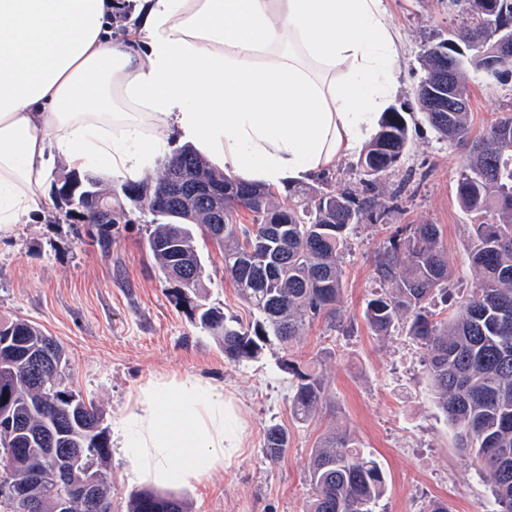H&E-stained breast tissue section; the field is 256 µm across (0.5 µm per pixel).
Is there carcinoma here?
I'll list each match as a JSON object with an SVG mask.
<instances>
[{"mask_svg":"<svg viewBox=\"0 0 512 512\" xmlns=\"http://www.w3.org/2000/svg\"><path fill=\"white\" fill-rule=\"evenodd\" d=\"M467 15L448 38L424 45L423 76L415 94L418 111L448 143L471 135L467 71H480L506 82L512 78V55L497 59L498 43L512 36V0H464ZM467 41L469 55L454 63L452 79L458 109L431 110L429 88L436 82L433 65L449 43ZM409 136L402 112L386 111L379 130L357 160L370 194L360 196L346 187L326 191L316 185L285 187L288 202L277 204L269 189L240 182L214 169L191 147L170 157L150 182L124 181L106 194L92 172L70 171L55 187L65 205L64 217L76 214L95 224L92 207L112 208V222L98 225L96 243L110 253L112 225L129 216L128 201L154 216L146 248L159 275L182 288L203 287L204 266L196 233L224 243V271L234 280L241 300L252 313L242 321L217 308L193 307L200 328L218 337L224 357L232 362L257 358L273 341L287 349L314 320L334 327L342 322L341 256L348 233L357 224L383 222L387 210L372 195L377 181L398 169L407 154ZM204 180L221 190L213 198L189 197L176 189ZM460 207L484 218L470 227V260L479 273L471 293L456 312L435 319L429 309L435 299L448 302V254L439 243L435 224H417L405 237L389 239L375 260V275L383 292L366 304L364 318L377 336H388L396 324L407 323L410 335L426 350V362L437 388L439 407L472 464L490 480L493 512H512V114H506L475 136L456 185ZM251 215V226L237 223L238 212ZM280 217L283 222L273 223ZM268 259L273 274L245 277L242 258L249 251ZM46 351L53 365L39 369L32 359ZM67 363L63 346L35 324L21 318L0 321V416L12 419L19 431L0 421V474L26 488L38 512H59L54 483L32 475V467L47 448H70L82 454L79 467L69 471L71 482L96 479L100 499L112 501L111 481L94 464L108 459L110 448L102 416L91 403L63 385L59 377ZM296 378L290 407L307 421L325 394L321 375L284 360ZM288 449V433L267 427L264 454L278 460ZM307 512H374L384 496V471L358 448L346 430L326 434L313 449L308 470ZM128 512H186L185 501L171 492L137 490L130 494Z\"/></svg>","mask_w":512,"mask_h":512,"instance_id":"obj_1","label":"carcinoma"}]
</instances>
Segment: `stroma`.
Returning a JSON list of instances; mask_svg holds the SVG:
<instances>
[{"label": "stroma", "mask_w": 512, "mask_h": 512, "mask_svg": "<svg viewBox=\"0 0 512 512\" xmlns=\"http://www.w3.org/2000/svg\"><path fill=\"white\" fill-rule=\"evenodd\" d=\"M396 34L390 103L405 109L409 151L399 171L377 188L389 207L384 222L360 224L348 234L343 258L345 323L337 330L317 321L289 350L272 344L255 360L225 359L220 341L198 328L191 305L216 307L240 317L249 312L224 271V254L213 242L198 252L203 286L178 297L176 283L160 278L143 236L149 213L132 212L112 227V247L102 254L95 228L63 220L57 204L32 213L0 237V319L23 318L60 341L68 362L62 376L91 401L106 427L130 409L137 388L159 375H191L223 387L240 409L244 447L223 471L195 487L178 488L188 512H304L311 452L327 431H350L383 466L387 492L376 512H425L429 502L449 512H492L487 476L461 453L453 428L438 406L426 354L407 324L376 337L366 326L367 301L379 289L377 253L398 227L435 224L448 253L455 296L474 288L478 274L469 258V229L475 215L464 212L456 182L469 147L440 140L421 113L414 90L423 74L424 43L447 37L462 15L449 0H385ZM471 129L481 132L512 113V81L469 75ZM315 367L327 388L315 420L295 421L289 410L292 375L282 357ZM283 427L288 451L266 460L265 429ZM112 512H127L131 492L142 489L132 464L111 452Z\"/></svg>", "instance_id": "1"}]
</instances>
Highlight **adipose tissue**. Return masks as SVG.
Here are the masks:
<instances>
[{"instance_id": "adipose-tissue-1", "label": "adipose tissue", "mask_w": 512, "mask_h": 512, "mask_svg": "<svg viewBox=\"0 0 512 512\" xmlns=\"http://www.w3.org/2000/svg\"><path fill=\"white\" fill-rule=\"evenodd\" d=\"M0 0V236L48 205L55 159L138 180L174 135L245 182L322 177L393 91L384 0ZM112 441L136 479L192 486L244 444L239 410L185 375L140 385Z\"/></svg>"}]
</instances>
